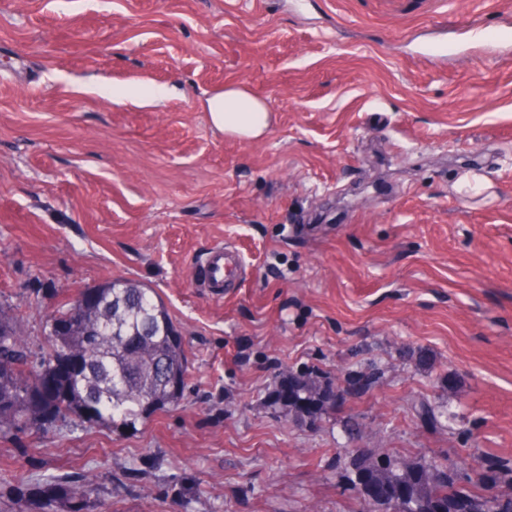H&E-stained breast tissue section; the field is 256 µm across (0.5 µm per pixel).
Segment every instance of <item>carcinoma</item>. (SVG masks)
Returning <instances> with one entry per match:
<instances>
[{
    "instance_id": "carcinoma-1",
    "label": "carcinoma",
    "mask_w": 512,
    "mask_h": 512,
    "mask_svg": "<svg viewBox=\"0 0 512 512\" xmlns=\"http://www.w3.org/2000/svg\"><path fill=\"white\" fill-rule=\"evenodd\" d=\"M73 297L51 317L62 327L48 333L49 352L30 366L20 323L0 303V434L24 427L41 428L69 416L114 430L134 428L152 413L179 404L188 377L185 342L152 289L129 280L108 282L100 289L96 313L71 314ZM57 379L63 396L42 395L40 374ZM333 386L288 377V406L327 409L336 404ZM355 488L376 483L393 491L410 476L417 478L414 496L397 501L364 497L370 512H432L434 502L447 512H512V489L493 497L484 494L495 478L472 470L464 483L455 477L458 463L439 466L412 462L403 470L389 457L375 458L351 450ZM92 492L88 481L66 489L71 512H84Z\"/></svg>"
}]
</instances>
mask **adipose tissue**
<instances>
[{"label":"adipose tissue","instance_id":"ef3b65f1","mask_svg":"<svg viewBox=\"0 0 512 512\" xmlns=\"http://www.w3.org/2000/svg\"><path fill=\"white\" fill-rule=\"evenodd\" d=\"M211 123L219 130L259 137L269 126L265 105L240 89H227L205 102Z\"/></svg>","mask_w":512,"mask_h":512}]
</instances>
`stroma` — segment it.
Here are the masks:
<instances>
[{
    "mask_svg": "<svg viewBox=\"0 0 512 512\" xmlns=\"http://www.w3.org/2000/svg\"><path fill=\"white\" fill-rule=\"evenodd\" d=\"M509 19L512 0H0V302L31 361L54 311L117 279L160 296L189 358L180 405L136 428L1 435L0 512H66L85 477L90 512H362L343 448L507 489ZM227 87L264 103V135L212 126ZM225 243L251 271L216 298L196 279ZM288 370L372 383L312 421L273 401Z\"/></svg>",
    "mask_w": 512,
    "mask_h": 512,
    "instance_id": "obj_1",
    "label": "stroma"
}]
</instances>
